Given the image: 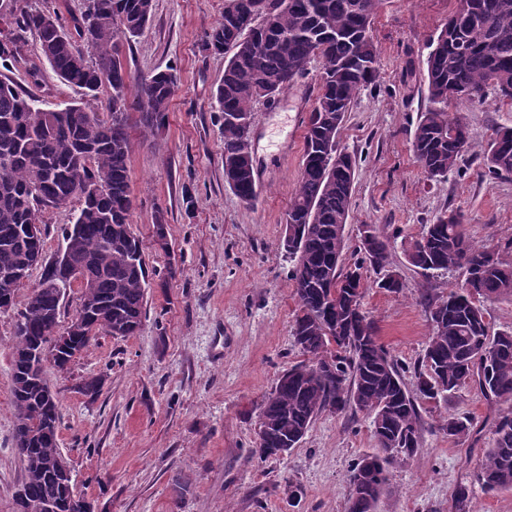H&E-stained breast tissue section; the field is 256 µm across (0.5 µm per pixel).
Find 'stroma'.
<instances>
[{
    "mask_svg": "<svg viewBox=\"0 0 512 512\" xmlns=\"http://www.w3.org/2000/svg\"><path fill=\"white\" fill-rule=\"evenodd\" d=\"M455 0H386L372 37L379 55L374 85L347 114L339 145L358 161L345 263H353L361 225L388 238L420 237L426 224L462 210L470 240L512 261V177L482 173L494 129L512 126V104L488 94L463 112L473 147L459 174L428 180L412 138L430 105L425 58L431 35L447 23ZM224 14V0H155L144 32L123 47L132 120L128 159L132 227L143 241L151 288L138 335L100 334L68 370L47 368L61 402L60 446L75 488L98 512H347L350 470L374 452L370 418L322 412L287 455L260 457L256 432L265 398L280 374L301 361L292 337L298 308L292 264L280 247L304 149L295 114L313 105L319 70L298 80L272 108L255 114L256 165L269 180L254 202L241 201L224 179L221 114L212 92L224 59L203 52L202 38ZM173 69L178 84L164 129L144 131L137 103L141 77ZM54 109L78 101L103 111L107 93L83 100L49 66L38 80L25 61L0 76ZM167 223L169 251L152 245L156 212ZM174 278H167L168 268ZM391 269L401 292L376 288L363 274V309L378 342L403 367L421 361L432 324L428 307L459 286L465 272L425 276L394 249ZM14 314H0V512H15L24 467L13 449L11 360ZM103 375L101 393H77L81 378ZM421 447L390 469L377 512H456L459 484L471 482L492 433L488 402L473 386L448 401L419 407ZM482 425L480 440H454L446 415Z\"/></svg>",
    "mask_w": 512,
    "mask_h": 512,
    "instance_id": "1",
    "label": "stroma"
}]
</instances>
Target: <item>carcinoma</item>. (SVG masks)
Masks as SVG:
<instances>
[{
  "instance_id": "1",
  "label": "carcinoma",
  "mask_w": 512,
  "mask_h": 512,
  "mask_svg": "<svg viewBox=\"0 0 512 512\" xmlns=\"http://www.w3.org/2000/svg\"><path fill=\"white\" fill-rule=\"evenodd\" d=\"M430 38L426 80L432 106L413 134L416 159L430 181L458 172L472 145L465 116L448 112V100L482 101L487 88L512 103V0H469ZM383 0H224V16L202 39V50L224 55V78L214 92L224 137V177L244 202L259 186L248 157V130L262 101L279 98L313 63L320 65L319 91L305 124L297 187L288 209L282 247L293 262L299 301L293 339L307 361L284 371L266 398L256 448L262 456L298 446L323 411L362 412L371 418L376 446L387 465L414 457L420 448L418 401L448 399L464 384L479 389L490 404L508 406L494 421L493 442L474 481L488 491L512 490V329L491 331L483 302L512 296V262L498 251L475 245L464 231L465 215L451 209L424 226L417 239L401 242L409 265L426 273L463 268L465 287L429 309L432 331L421 362L406 369L379 344L373 320L362 308L361 270L381 275L377 287L398 292L402 282L388 270L390 241L374 225L360 229L359 257L343 262L345 227L352 210L356 159L337 152L339 134L362 90L374 83L379 58L371 30ZM154 0H83L68 28L49 10H24L0 0V64L17 59L35 41L29 75L46 63L61 82L97 98L110 91L108 113L84 104L44 109L33 94L0 79V276L37 264L44 237L27 233L43 223V211L79 201L70 227L77 243L69 265L88 276L93 301L112 308V322L90 316L87 334L69 339L59 369L82 353L100 332L135 335L146 315L148 272L142 241L132 228L129 184L128 103L123 42L140 36ZM269 11L268 25L255 14ZM177 88L172 70L153 72L140 83L142 122L161 130ZM484 166L494 176H512V128L488 141ZM63 302L56 291L33 290L17 310L12 352L15 409L14 451L24 465L17 512H85L73 480L45 467L61 453V403L25 354L65 335ZM442 429L454 439L481 433L467 417L448 416ZM388 471L374 496L347 512H374Z\"/></svg>"
}]
</instances>
